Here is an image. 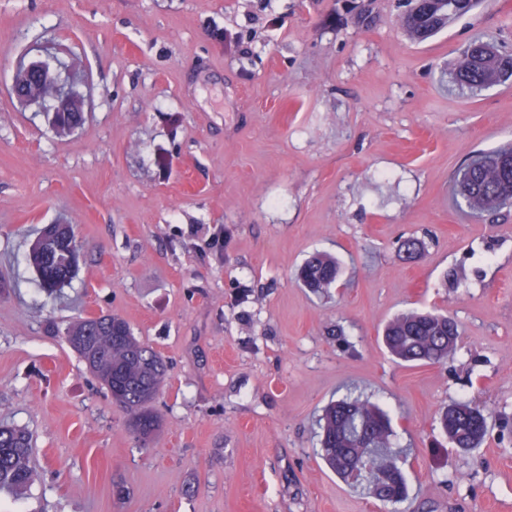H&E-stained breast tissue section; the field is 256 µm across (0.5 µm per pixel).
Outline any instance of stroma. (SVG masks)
I'll list each match as a JSON object with an SVG mask.
<instances>
[{
	"mask_svg": "<svg viewBox=\"0 0 512 512\" xmlns=\"http://www.w3.org/2000/svg\"><path fill=\"white\" fill-rule=\"evenodd\" d=\"M372 8L365 28L336 0H0V425L34 472L0 512H512V208L472 219L452 181L512 143V80L451 82L469 39L512 51V0L420 44L396 0ZM48 52L84 104L71 132L10 93ZM48 224L80 245L54 298L26 261ZM315 252L340 264L319 293L296 280ZM432 308L457 350L393 362L384 324ZM108 313L168 364L146 443L66 341ZM346 396L388 412L405 502L319 458ZM458 401L489 415L471 452L439 424Z\"/></svg>",
	"mask_w": 512,
	"mask_h": 512,
	"instance_id": "35a3bbf8",
	"label": "stroma"
}]
</instances>
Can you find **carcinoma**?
Wrapping results in <instances>:
<instances>
[{
  "label": "carcinoma",
  "mask_w": 512,
  "mask_h": 512,
  "mask_svg": "<svg viewBox=\"0 0 512 512\" xmlns=\"http://www.w3.org/2000/svg\"><path fill=\"white\" fill-rule=\"evenodd\" d=\"M479 0H398L400 22L416 42L434 36L448 22L473 10ZM343 8L354 24L371 21L372 0H343ZM512 78V55L499 53L491 43L471 40L461 51L454 80L472 91H480ZM455 202L472 217L512 205V146L480 152L467 159L455 184ZM52 242L32 249L27 260L42 288L53 294L72 281L78 268V245L71 224H55ZM336 260L315 254L301 267L299 278L313 290L331 287L337 279ZM461 336L458 323L446 314L429 311L403 313L383 330V342L392 357L407 364H439L457 349ZM70 347L106 387L112 403L132 416L135 433L147 438L158 427L152 403L165 379L167 366L161 356L141 344L127 322L116 315L83 319L67 332ZM440 424L448 439L462 450L478 447L487 434V418L480 406L456 402L445 408ZM320 458L343 480L357 464L348 451V437L368 438L387 470L396 477L382 503L407 499L404 473L393 449V430L386 413L377 405L358 399H339L324 409L320 419ZM31 440L16 427L0 426V488L26 487L32 479L28 464Z\"/></svg>",
  "instance_id": "cac0c4a2"
}]
</instances>
